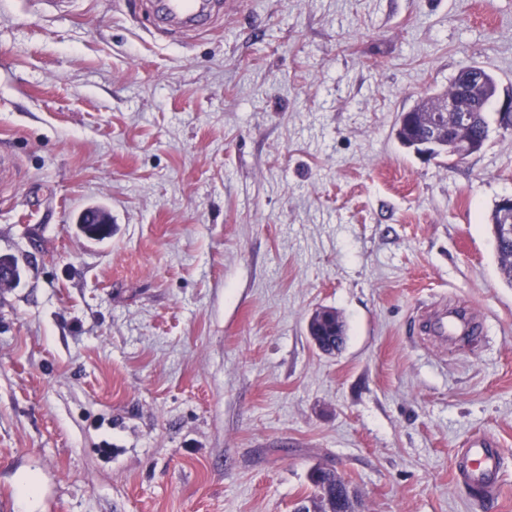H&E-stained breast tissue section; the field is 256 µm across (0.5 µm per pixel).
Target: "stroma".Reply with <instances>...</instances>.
<instances>
[{
  "label": "stroma",
  "mask_w": 512,
  "mask_h": 512,
  "mask_svg": "<svg viewBox=\"0 0 512 512\" xmlns=\"http://www.w3.org/2000/svg\"><path fill=\"white\" fill-rule=\"evenodd\" d=\"M485 67L512 0H240L156 33L141 0H0V491L36 512H293L310 467L361 512H512V288L489 218L512 132L457 163L400 113ZM103 205L112 235L76 227ZM463 304L467 347L420 313ZM345 325L334 354L307 323ZM477 433L504 487L453 461ZM432 116L416 112H403L398 117L396 136L403 147L418 153L417 146L423 138L427 137L428 124Z\"/></svg>",
  "instance_id": "obj_1"
}]
</instances>
